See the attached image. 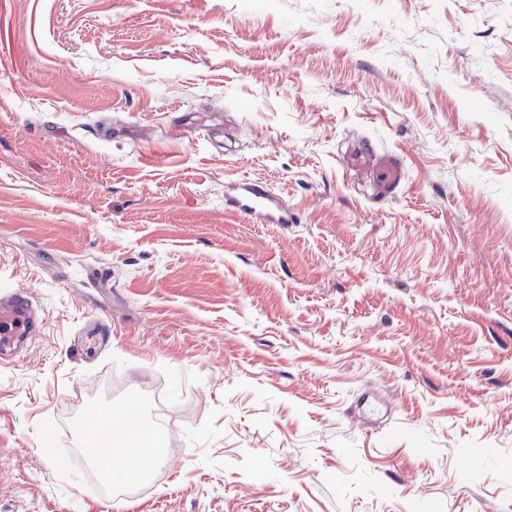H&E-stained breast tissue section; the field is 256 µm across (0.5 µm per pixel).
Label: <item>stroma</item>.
<instances>
[{"mask_svg": "<svg viewBox=\"0 0 512 512\" xmlns=\"http://www.w3.org/2000/svg\"><path fill=\"white\" fill-rule=\"evenodd\" d=\"M9 288L0 512H512V0H0ZM130 404L115 505L81 423ZM354 160L359 165L371 162L373 171L378 178L379 192L383 197H392L398 192L404 177L403 164L399 157L370 151L359 153ZM225 206L254 216L263 223L288 224V210L261 182L235 181L227 186L224 193ZM32 295L25 289H13L0 294V350L12 347L39 333V323L32 314ZM391 410L386 400L373 393H361L351 408L354 417L367 428L377 427L380 415Z\"/></svg>", "mask_w": 512, "mask_h": 512, "instance_id": "1", "label": "stroma"}]
</instances>
